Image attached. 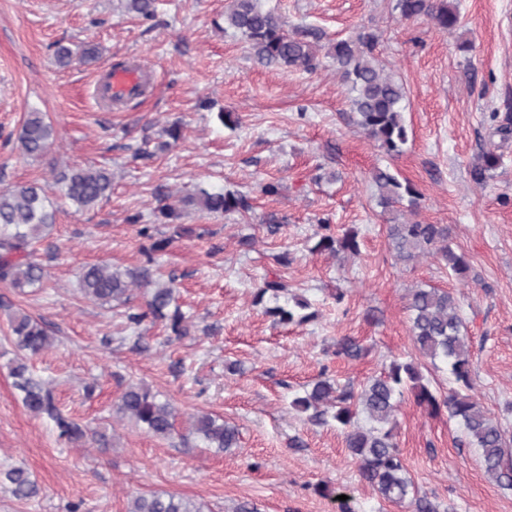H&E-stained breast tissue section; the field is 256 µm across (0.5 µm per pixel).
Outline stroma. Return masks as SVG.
<instances>
[{"label": "stroma", "instance_id": "35a3bbf8", "mask_svg": "<svg viewBox=\"0 0 512 512\" xmlns=\"http://www.w3.org/2000/svg\"><path fill=\"white\" fill-rule=\"evenodd\" d=\"M461 23L445 31L426 16L406 19L396 0H264L288 27L329 39L378 36L376 56L406 91L408 141L390 157L356 123L330 59L307 73L267 67L240 34L223 28L230 0H158L155 18L123 0H0V188L54 184L68 166L105 167L112 195L91 210L56 199V222L35 243L47 277L19 293L0 282V469L25 466L40 493L19 500L0 488V512H128L138 495L176 493L204 512H412L363 481L341 429L291 408L309 384L328 378L360 386L392 359L415 356L412 288H441L460 301L474 366L473 396L512 432V0H451ZM99 46L98 63L62 67L57 46ZM137 71L141 95L106 103L97 87L115 64ZM37 110L54 127L43 159L24 158L18 134ZM239 117L224 126L219 113ZM179 125L168 141L164 127ZM500 158L476 183L486 152ZM390 168L420 193L402 220L443 224L470 263L459 278L439 259L396 260L389 216L372 172ZM279 186L277 195L262 191ZM245 196L248 210L210 215L184 205L199 190ZM180 208L194 232L176 236L158 223L162 205ZM276 223H266L268 215ZM333 236L356 231L359 253L314 252L321 223ZM252 237L250 250L238 241ZM170 246L150 254L152 238ZM154 259L175 278L188 333L162 322L129 327L142 290L125 306L82 298V267L126 269ZM280 275L308 299L315 319L275 323L272 296L256 300L266 277ZM52 329L55 343L32 360L59 407L111 436L108 447L64 445L53 422L30 414L13 387L10 309ZM356 338L357 358L337 355ZM96 384L86 395L87 384ZM143 383L177 410L170 438L147 435L116 404ZM224 417L239 430L220 452L184 436L197 415ZM394 440L408 475L438 512H512V491L485 475L479 451L447 414L429 416L404 396ZM328 484L334 494L321 496Z\"/></svg>", "mask_w": 512, "mask_h": 512}]
</instances>
